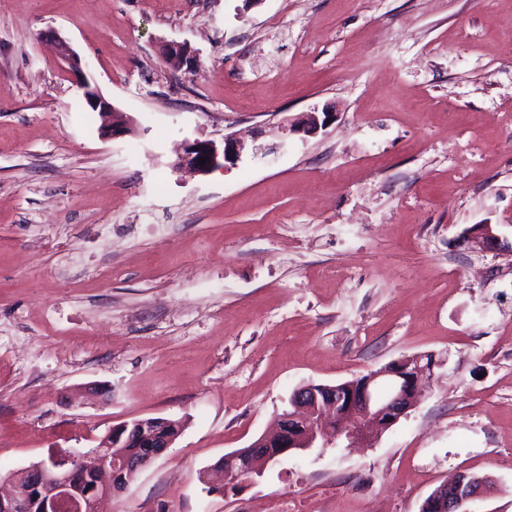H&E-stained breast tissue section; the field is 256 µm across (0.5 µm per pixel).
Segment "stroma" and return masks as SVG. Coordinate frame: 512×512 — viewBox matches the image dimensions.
I'll list each match as a JSON object with an SVG mask.
<instances>
[{
    "label": "stroma",
    "mask_w": 512,
    "mask_h": 512,
    "mask_svg": "<svg viewBox=\"0 0 512 512\" xmlns=\"http://www.w3.org/2000/svg\"><path fill=\"white\" fill-rule=\"evenodd\" d=\"M227 133L236 165L174 169ZM485 223L512 236V0H0V475L165 417L107 512H419L459 474L512 512V254L455 244ZM419 354L434 378L375 440L209 491L298 386ZM165 55L168 64L174 70H182L185 67L188 72L196 71L197 55L188 44L170 42L166 44ZM84 98L86 104L93 112L110 113L112 122L106 134L115 136L117 134H128L131 132L130 122L123 112H115L110 103H108L98 91L90 89L87 85L83 86ZM319 113L323 115L321 118ZM336 117V112H333L331 107L326 106L322 112L313 111L306 114V117L295 124L290 125L289 130L293 132L304 133L307 136L316 135L322 128L328 124L327 121H332Z\"/></svg>",
    "instance_id": "35a3bbf8"
}]
</instances>
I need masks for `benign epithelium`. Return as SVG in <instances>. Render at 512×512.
Wrapping results in <instances>:
<instances>
[{
	"mask_svg": "<svg viewBox=\"0 0 512 512\" xmlns=\"http://www.w3.org/2000/svg\"><path fill=\"white\" fill-rule=\"evenodd\" d=\"M168 64L175 70L189 72L197 68V55L186 43L166 44ZM84 98L94 112L109 113L112 122L106 134H128L130 122L122 112H115L97 91L83 86ZM336 113L330 107L322 112H309L301 121L290 125L289 130L307 136L316 135ZM242 147L231 135L221 142L196 140L188 144L178 165L197 173L206 174L222 166L234 165L241 156ZM206 163H200V159ZM458 244L473 252H501L512 254V240L498 233L492 224H481L474 231L458 236ZM438 362L422 363V357H405L370 372L366 378L335 385L313 384L297 388L290 399L294 408L279 420L276 431L253 441L245 451H232L224 455V464L218 466L229 479L235 473L246 475L255 472L256 464L263 460L272 462L297 449L337 447L345 442L352 444L379 435L406 416L413 406L422 381L432 376ZM136 433L144 441L138 456H124L110 460L103 448H119L124 438ZM173 440H156L146 435L142 421H125L112 427L108 440L92 450L95 464L84 463V454L78 452L56 458L51 466L29 475L23 483H12V489L0 496V507L5 512H31L33 505L40 512H79L80 503L91 495L96 496V506L102 507L112 499V470L140 472L161 456ZM459 488L450 491L444 483L436 487L424 500L420 512H471L470 505L482 497L484 487L478 480L459 476Z\"/></svg>",
	"mask_w": 512,
	"mask_h": 512,
	"instance_id": "benign-epithelium-1",
	"label": "benign epithelium"
}]
</instances>
